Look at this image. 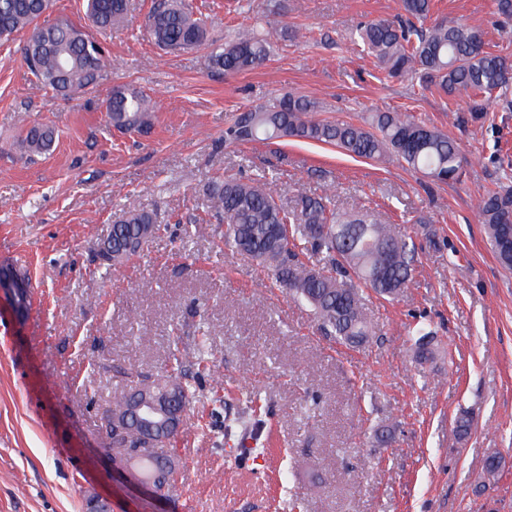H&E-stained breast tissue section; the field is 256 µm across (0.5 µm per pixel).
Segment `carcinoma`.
Listing matches in <instances>:
<instances>
[{
	"label": "carcinoma",
	"mask_w": 512,
	"mask_h": 512,
	"mask_svg": "<svg viewBox=\"0 0 512 512\" xmlns=\"http://www.w3.org/2000/svg\"><path fill=\"white\" fill-rule=\"evenodd\" d=\"M51 0H0V39L28 32L25 60L42 88L67 96L92 88L105 62L101 44L85 29L68 21L42 26L39 20ZM432 0H399L394 18L366 24L356 43L376 59L391 79L416 78L426 89L459 96L475 103L471 119L484 122L489 113L481 102L501 96L512 87V54L492 51L481 30L456 20L431 19ZM87 17L105 32L123 24L131 0H87ZM430 21L415 27L412 20ZM144 27L154 43L168 52H181L204 44L208 21L183 0H155ZM270 57L268 33L244 29L224 42L212 55L215 70L228 76L254 70ZM107 122L116 129L147 134L154 126L155 102L140 91L116 87L104 102ZM54 130L34 124L21 138L20 147L32 158L44 154ZM301 140L333 145L356 158L403 161L415 172L439 182L457 181L464 157L460 145L448 135L417 121L408 112H377L370 126L348 121H327L316 115V105L304 96L288 94L267 105H256L235 116L224 130V142ZM206 211L224 221V245L258 262L272 284L296 301L313 308L318 329L344 345L369 342L372 326L365 308V291L395 299L407 287L416 261L415 246L392 224L381 222L372 211L345 217L331 207L329 194H299L290 207L276 197L272 184L261 178L247 182L215 181L205 198ZM487 237L500 265L512 270V187L490 190L478 205ZM156 232L154 217L133 212L112 225V257L118 264L136 254ZM414 359L423 364L433 357L419 327ZM140 388L157 395L177 391L181 408L190 402V389L178 373L163 384L146 378ZM245 397L238 417L225 422L224 435L252 427V404ZM177 432L152 433L129 423L112 436V447L143 444L152 454H166Z\"/></svg>",
	"instance_id": "cac0c4a2"
}]
</instances>
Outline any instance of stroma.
<instances>
[{"label":"stroma","instance_id":"1","mask_svg":"<svg viewBox=\"0 0 512 512\" xmlns=\"http://www.w3.org/2000/svg\"><path fill=\"white\" fill-rule=\"evenodd\" d=\"M275 0H193L210 43L167 53L142 27L153 0L99 34L96 86L70 98L43 90L23 60L26 33L0 41V266L25 271L33 302L15 313L0 293V512H512V270L498 263L478 212L491 188L512 186V93L490 121L457 125L466 99L384 78L354 44L364 22L393 17L397 0H284L262 67L224 76L213 47L267 14ZM434 15L479 26L512 51V21L492 0H434ZM150 95V134L109 125L113 88ZM305 96L318 118L363 123L411 112L461 146L460 181L428 184L401 161L352 158L316 143L225 144L240 112ZM52 126L49 151L18 143ZM267 177L282 202L333 193L338 211L368 208L412 238V278L392 302L368 297L370 342L321 336L312 309L272 288L247 255L224 246L205 214L216 179ZM155 235L117 266L97 244L127 212ZM444 347L413 359L417 323ZM204 342L214 375L188 367L193 398L174 449V489L158 497L102 456L112 391L141 376L166 381L175 358ZM262 395L257 451L237 450L224 419L238 397ZM468 415L460 436L454 420ZM394 426L390 446L374 434ZM502 466L486 475L490 455ZM54 139V130L49 125L34 124L29 127L21 138L20 147L32 159L44 154Z\"/></svg>","mask_w":512,"mask_h":512}]
</instances>
